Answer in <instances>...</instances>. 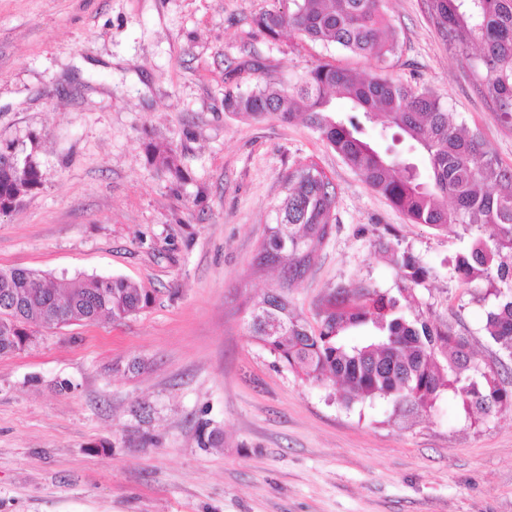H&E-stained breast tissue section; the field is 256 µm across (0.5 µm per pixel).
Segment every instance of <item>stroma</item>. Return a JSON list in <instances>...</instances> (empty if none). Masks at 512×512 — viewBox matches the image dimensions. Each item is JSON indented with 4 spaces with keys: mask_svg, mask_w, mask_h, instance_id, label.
I'll list each match as a JSON object with an SVG mask.
<instances>
[{
    "mask_svg": "<svg viewBox=\"0 0 512 512\" xmlns=\"http://www.w3.org/2000/svg\"><path fill=\"white\" fill-rule=\"evenodd\" d=\"M272 3L0 0V147L43 174L0 214V268L121 275L154 296L0 357V512H512V408L347 407L247 329L252 299L281 283L258 263L264 228L288 172L313 162L337 188L336 222L290 287L296 306L313 320L341 286L397 295L385 246L399 245L427 271L408 313L467 336L512 386L483 331L493 288L448 267L471 232L410 223L303 121L229 113L224 92L285 88L329 61L428 87L510 166L512 127L425 0H386L399 47L382 61L270 38L253 18ZM156 143L173 168L151 164Z\"/></svg>",
    "mask_w": 512,
    "mask_h": 512,
    "instance_id": "35a3bbf8",
    "label": "stroma"
}]
</instances>
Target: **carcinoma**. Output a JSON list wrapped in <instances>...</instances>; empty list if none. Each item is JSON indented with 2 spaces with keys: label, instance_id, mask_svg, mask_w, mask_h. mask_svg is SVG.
<instances>
[{
  "label": "carcinoma",
  "instance_id": "cac0c4a2",
  "mask_svg": "<svg viewBox=\"0 0 512 512\" xmlns=\"http://www.w3.org/2000/svg\"><path fill=\"white\" fill-rule=\"evenodd\" d=\"M429 18L448 47L475 50L479 85L494 101L498 120L512 127V0H426ZM254 23L276 38L288 27L312 41L333 43L356 56L384 59L396 49L384 0H273ZM224 109L260 119L276 116L291 123L298 116L413 224L467 228L495 227L448 261L462 283L477 278L494 285L497 304L486 313L483 330L512 359V167L503 164L475 133L456 122L425 87L324 62L312 67L302 84L284 89L229 90ZM409 142L420 163L408 162L378 146L367 124ZM151 163L174 165L171 148L151 145ZM42 182L32 155L15 168L0 163V202ZM336 187L314 163L288 173L276 223L266 227L259 264L284 262L283 283L251 302L248 330L260 346L304 382L341 384L346 405L389 399L395 410L426 411L445 391L464 408L489 415L512 407V390L501 374L482 364L467 337L407 315L399 298L372 286L339 287L321 303L311 323L295 307L289 285L303 279L336 223ZM402 280L418 283L426 270L407 252L389 247ZM150 289L121 276L86 277L55 286L42 274L0 269V357L26 342L27 330L45 327L53 309L64 306L80 322L103 317L124 321L150 306Z\"/></svg>",
  "mask_w": 512,
  "mask_h": 512
}]
</instances>
